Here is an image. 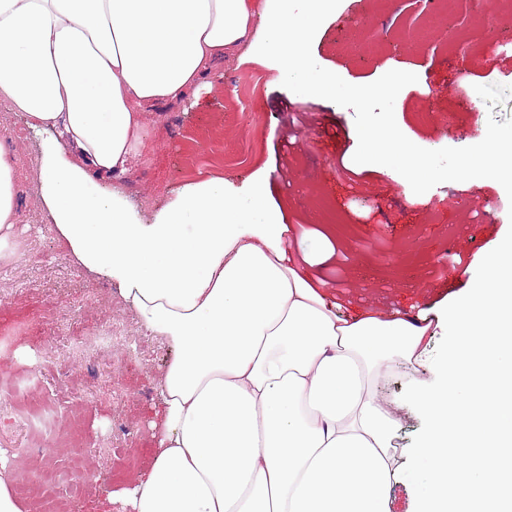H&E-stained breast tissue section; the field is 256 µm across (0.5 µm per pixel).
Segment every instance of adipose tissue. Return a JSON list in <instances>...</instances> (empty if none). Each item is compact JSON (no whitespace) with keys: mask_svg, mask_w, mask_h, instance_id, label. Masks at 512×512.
Listing matches in <instances>:
<instances>
[{"mask_svg":"<svg viewBox=\"0 0 512 512\" xmlns=\"http://www.w3.org/2000/svg\"><path fill=\"white\" fill-rule=\"evenodd\" d=\"M336 0H0V97L58 131L38 179L67 257L116 286L174 358L156 387L153 461L108 494L132 512H512V235L444 311L449 348L402 408L426 423L408 470L398 408L377 383L424 365L426 327L338 316L284 245L258 175L242 194L185 185L151 220L115 181L143 155L148 109L176 105L244 47L299 94L336 95L308 51ZM18 158L0 138V256H10Z\"/></svg>","mask_w":512,"mask_h":512,"instance_id":"obj_1","label":"adipose tissue"}]
</instances>
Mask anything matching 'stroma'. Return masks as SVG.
<instances>
[{"instance_id": "1", "label": "stroma", "mask_w": 512, "mask_h": 512, "mask_svg": "<svg viewBox=\"0 0 512 512\" xmlns=\"http://www.w3.org/2000/svg\"><path fill=\"white\" fill-rule=\"evenodd\" d=\"M432 11L428 4L410 12L406 0H344L310 52L355 85L394 69L415 73L417 82L395 101L400 130L426 149L474 145L489 120L512 118V97L490 108L475 91L479 85H512V56H487L468 70L459 59L486 42L511 39L512 15H493L475 0H457L439 22ZM255 74L263 84L252 93L248 79ZM273 76L269 67L237 53L213 69L210 85L177 106H156L149 114L152 141L120 187L148 218L186 184L221 177L242 190L260 169L269 170V201L290 228L288 249L310 258L306 275L328 301L339 303L341 316L374 310L425 321L428 364L417 376L433 380L448 351V332L435 307L465 292L480 258L512 228V200L498 182L481 179L444 182L418 195L387 167L355 163L353 110L296 94ZM422 112H452L456 122L422 123ZM1 128L20 158L17 241L41 244L37 260L20 255L0 261V290L12 293L0 305V323L13 327L10 344H0V368L22 370L37 360L46 320H68L73 308L89 326L106 315L119 322L136 316L117 290L73 265L57 241L37 178L44 133L0 99ZM249 128L257 147L249 145ZM90 294L94 304L83 306ZM132 341L143 357L114 364L111 385L98 387L94 406L78 418L93 478L76 512H92L106 491L128 486L152 458L147 450L116 469L97 453L99 446H111L117 425L148 430L156 385L173 358L171 349L142 334ZM87 376L84 367L62 366L40 392L64 420L74 419L72 391Z\"/></svg>"}]
</instances>
